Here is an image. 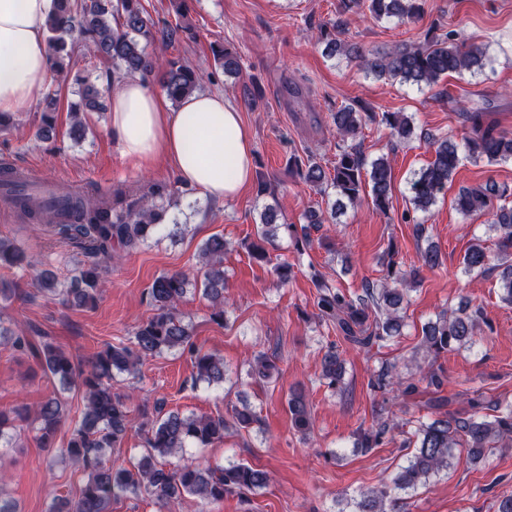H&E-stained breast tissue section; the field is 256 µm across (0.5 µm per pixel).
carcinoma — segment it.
<instances>
[{
    "label": "carcinoma",
    "mask_w": 512,
    "mask_h": 512,
    "mask_svg": "<svg viewBox=\"0 0 512 512\" xmlns=\"http://www.w3.org/2000/svg\"><path fill=\"white\" fill-rule=\"evenodd\" d=\"M425 0H340L344 13L366 10L377 19L397 17L412 20L424 12ZM154 22L141 0H53L45 22V36L52 53L50 66L64 70V60L82 51L105 67L112 80L128 75H152L161 68L162 88L175 105L200 88L195 70L178 59L160 61L148 51L154 41ZM341 25L333 29L320 28V39L331 55H342L377 78H390L418 86H434L452 74L483 67L484 48L458 41L456 31L441 34L431 30L419 44L400 43L384 53H368L357 43L337 37ZM215 65L226 76H238L241 71L237 52L228 44L211 46ZM80 85V104L71 106L69 136L82 139L88 130L85 113L100 108L99 88L84 79ZM56 98L45 97L37 136L53 139L56 118ZM468 131L464 145L468 154L484 159L490 165L512 161V133L499 130L485 121L483 112L464 114ZM333 122L340 140L346 143L333 165L324 168L312 156L288 158V172L317 189L322 196L334 192L340 206L356 204L368 194L376 211L389 214L393 199V175L390 161L381 156L365 169V162L354 140L370 124L383 125L391 136L400 141L412 139V118L404 112H374L359 101L344 103L333 113ZM433 160L413 173L410 180V201L414 209L426 212L448 187V181L460 161L459 145L448 138L432 143ZM26 180L11 166L0 165V188L9 193L15 206L32 224L50 229L63 240L80 239L88 243L96 261L78 271L69 281H59L51 272L36 267L24 249L7 238L0 237V267L17 268L32 276L42 290L61 297L65 303L84 305L95 301L101 282L99 260L112 258L116 247L132 250L139 247L162 226L168 209L177 204L178 187L163 181L148 180L134 188L118 187L99 194L94 186L90 193L61 192L57 203L45 202L25 191ZM455 209L464 217L492 215L491 226L499 232L497 247L505 258L500 264L499 299L512 306V187L488 182L477 188H464L455 198ZM308 223L300 226L288 223L269 207L260 214L256 225V241L249 255L258 262L269 263L268 247L280 239L293 242L299 252L313 243L311 230L319 229L322 220L317 211L306 215ZM224 236L213 235L198 255L197 272L202 275V294L211 302V319L224 322ZM398 252L387 251L386 275L379 284L365 282L362 293L348 295L331 286L320 271L311 269L310 279L317 290L316 307L321 320L335 326L343 339L366 351L381 346L401 335L400 311L405 300L404 288L419 281L422 270L433 269L440 263L438 251L429 246L419 251V266L405 273L397 261ZM490 261L482 240L471 244L463 256V270L468 275L482 274ZM189 275L183 271L157 277L148 291L154 313L140 324L132 336L131 345L107 344L89 364L82 366L63 349L42 343L40 361L44 371L59 380L62 390L75 389L82 393L84 409L72 427L62 455L79 466L86 476L77 500L59 496L52 499L50 512H110L113 500L130 493L146 491L175 505L186 495L202 500H221L227 492L241 495L266 487L269 474L239 463L229 466L199 467L176 465L167 467L166 458L182 453L185 448L224 442L229 430H248L259 422L250 404L234 408L231 418L222 415H182L162 412L163 404L155 402L157 416L150 417L147 408L140 410V428L147 448L129 467L117 469L107 463V453L117 447L131 425L130 396L113 390L112 381L118 374H133L141 361L173 349L186 350L193 358L196 378L209 384L224 382V360L194 346L178 305L187 293ZM483 321V311L461 307L422 327L421 346L434 357L458 350L473 343V337ZM276 365L260 356L251 367L250 375L259 380L273 377ZM322 379L330 389L340 387L343 363L336 349H330L322 360ZM422 381L431 390L428 408L438 412L429 422H422L404 446L414 448L406 466L398 472L392 485L373 489L357 502L356 512H396L397 490L414 489L431 477L448 470L454 450L462 448L469 461L478 464L497 448L512 447V405L491 404L481 395L467 399L469 410L460 414L445 410L452 398L442 395L445 379L429 370ZM370 390L382 401L375 425L357 432L356 446L366 452L383 444L386 436L400 423L387 414L386 394L409 398L420 394L412 381L402 380L396 366L384 363L369 382ZM293 426L301 432L310 428V414L305 396L294 392L288 399ZM27 419V409H0V447H13L16 422ZM39 421V441L52 448L60 426L66 420V409L58 398L40 404L36 411Z\"/></svg>",
    "instance_id": "cac0c4a2"
}]
</instances>
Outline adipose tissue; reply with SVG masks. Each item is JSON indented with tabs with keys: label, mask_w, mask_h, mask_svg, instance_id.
<instances>
[{
	"label": "adipose tissue",
	"mask_w": 512,
	"mask_h": 512,
	"mask_svg": "<svg viewBox=\"0 0 512 512\" xmlns=\"http://www.w3.org/2000/svg\"><path fill=\"white\" fill-rule=\"evenodd\" d=\"M51 6L52 0H0V112L17 111L50 79L44 26ZM111 115L122 159L139 169L166 159L182 183L219 202L252 180V142L222 95L195 93L172 112L142 80L128 78L112 95Z\"/></svg>",
	"instance_id": "adipose-tissue-1"
}]
</instances>
